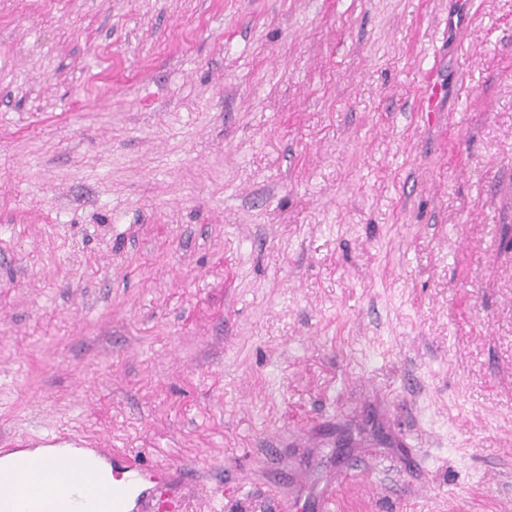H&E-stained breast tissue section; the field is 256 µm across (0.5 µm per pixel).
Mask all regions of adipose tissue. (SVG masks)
Wrapping results in <instances>:
<instances>
[{"label": "adipose tissue", "instance_id": "adipose-tissue-1", "mask_svg": "<svg viewBox=\"0 0 512 512\" xmlns=\"http://www.w3.org/2000/svg\"><path fill=\"white\" fill-rule=\"evenodd\" d=\"M15 481L33 485L79 487L96 492L99 486L114 484L110 463L93 450L69 445L23 448L0 457V483Z\"/></svg>", "mask_w": 512, "mask_h": 512}]
</instances>
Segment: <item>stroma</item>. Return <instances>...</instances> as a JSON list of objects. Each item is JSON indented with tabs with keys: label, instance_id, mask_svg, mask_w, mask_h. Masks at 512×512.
Instances as JSON below:
<instances>
[{
	"label": "stroma",
	"instance_id": "1",
	"mask_svg": "<svg viewBox=\"0 0 512 512\" xmlns=\"http://www.w3.org/2000/svg\"><path fill=\"white\" fill-rule=\"evenodd\" d=\"M512 0H0V446L180 512H512ZM124 462L125 464L119 467L120 474L122 472L130 473L131 480H134L136 484V496L130 497L125 510L134 512L140 508H137V505L148 502L155 512H178L176 483L170 473L159 472L155 467L145 466L134 457L126 458Z\"/></svg>",
	"mask_w": 512,
	"mask_h": 512
}]
</instances>
